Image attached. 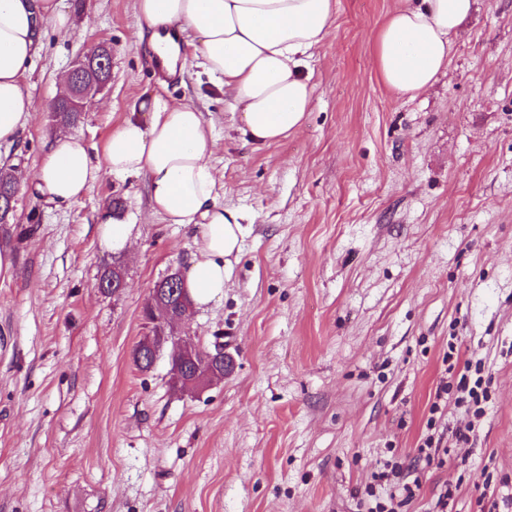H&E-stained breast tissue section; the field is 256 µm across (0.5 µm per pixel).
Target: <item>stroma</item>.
<instances>
[{
	"instance_id": "1",
	"label": "stroma",
	"mask_w": 512,
	"mask_h": 512,
	"mask_svg": "<svg viewBox=\"0 0 512 512\" xmlns=\"http://www.w3.org/2000/svg\"><path fill=\"white\" fill-rule=\"evenodd\" d=\"M398 0H335L311 51L312 103L270 145L240 114L184 33L168 78L137 36L135 0H63L24 80L36 116L0 167L33 175L55 135L47 112L92 46L111 78L69 128L95 156L152 94L194 105L216 142L224 206L244 215L224 293L185 324L224 336L223 382L171 389L169 352L138 370L143 306L197 249L151 215L145 181L108 173L70 205L19 189L0 250V512H367L384 463L419 487L397 512H512V0H473L445 73L415 97L383 82L378 34ZM120 202L130 253L101 246ZM127 286L106 294L104 268ZM480 363L488 399L471 422L431 413L440 383ZM473 425L468 442L457 429ZM445 455L417 460L426 435Z\"/></svg>"
}]
</instances>
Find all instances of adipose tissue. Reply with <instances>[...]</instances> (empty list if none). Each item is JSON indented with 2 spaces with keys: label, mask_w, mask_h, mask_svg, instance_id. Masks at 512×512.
<instances>
[{
  "label": "adipose tissue",
  "mask_w": 512,
  "mask_h": 512,
  "mask_svg": "<svg viewBox=\"0 0 512 512\" xmlns=\"http://www.w3.org/2000/svg\"><path fill=\"white\" fill-rule=\"evenodd\" d=\"M335 0H137L140 36L152 50L170 29L192 32L206 70L223 80L240 111L242 132L259 145L278 142L305 119L313 87L303 70L327 36ZM473 0H407L385 22L377 65L396 94L415 96L446 71L452 36ZM70 25L62 0H0V145L14 144L36 107L24 79L40 49V23ZM148 122L125 121L108 138L103 159L70 135L51 139L32 182L50 201L72 204L101 174L145 180L152 214L195 231L198 252L184 270L195 306L224 292L241 250L242 213L214 192V140L202 112L152 97Z\"/></svg>",
  "instance_id": "adipose-tissue-1"
}]
</instances>
